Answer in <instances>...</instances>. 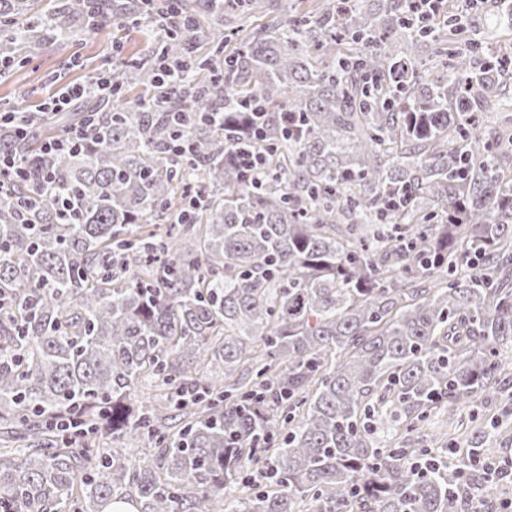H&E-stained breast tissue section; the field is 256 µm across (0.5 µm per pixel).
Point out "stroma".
<instances>
[{
	"label": "stroma",
	"instance_id": "35a3bbf8",
	"mask_svg": "<svg viewBox=\"0 0 512 512\" xmlns=\"http://www.w3.org/2000/svg\"><path fill=\"white\" fill-rule=\"evenodd\" d=\"M147 53L148 42L143 33L113 25L70 38L47 36L42 49L29 62L0 69V106L32 110L52 85L89 82L97 74L121 71L125 61ZM499 358L503 364V391L483 392L476 406L457 409L450 418L442 412H431L424 432L447 425L451 447L462 448L477 426L501 415L502 394L512 392V348H500Z\"/></svg>",
	"mask_w": 512,
	"mask_h": 512
}]
</instances>
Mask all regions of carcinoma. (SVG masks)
I'll use <instances>...</instances> for the list:
<instances>
[{
	"mask_svg": "<svg viewBox=\"0 0 512 512\" xmlns=\"http://www.w3.org/2000/svg\"><path fill=\"white\" fill-rule=\"evenodd\" d=\"M259 2L0 0L18 63L44 31L163 27L112 97L0 127L28 172L0 189V512H468L488 481L502 422L447 454L407 440L512 344V0L484 32L405 0L257 26ZM133 431L151 452L87 471Z\"/></svg>",
	"mask_w": 512,
	"mask_h": 512,
	"instance_id": "1",
	"label": "carcinoma"
}]
</instances>
